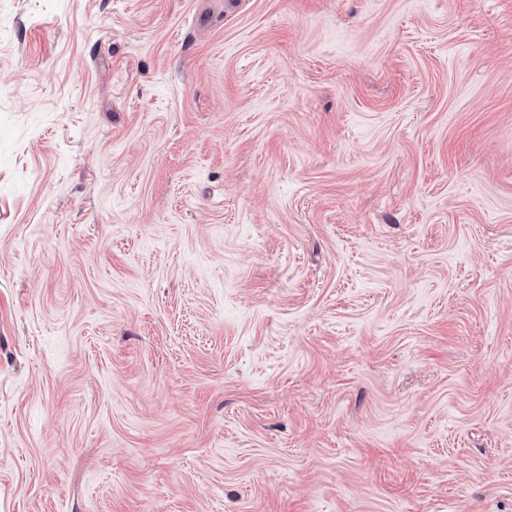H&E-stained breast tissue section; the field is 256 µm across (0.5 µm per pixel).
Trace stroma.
Returning <instances> with one entry per match:
<instances>
[{"instance_id":"obj_1","label":"stroma","mask_w":512,"mask_h":512,"mask_svg":"<svg viewBox=\"0 0 512 512\" xmlns=\"http://www.w3.org/2000/svg\"><path fill=\"white\" fill-rule=\"evenodd\" d=\"M0 512H512V0H0Z\"/></svg>"}]
</instances>
